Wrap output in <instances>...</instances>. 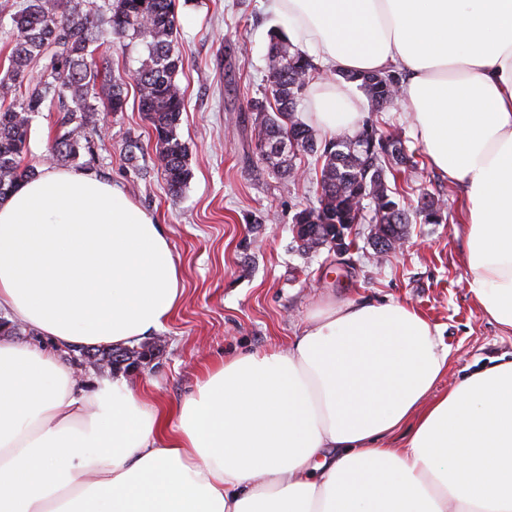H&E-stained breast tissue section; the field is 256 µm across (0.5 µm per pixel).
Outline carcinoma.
Returning <instances> with one entry per match:
<instances>
[{
  "label": "carcinoma",
  "mask_w": 512,
  "mask_h": 512,
  "mask_svg": "<svg viewBox=\"0 0 512 512\" xmlns=\"http://www.w3.org/2000/svg\"><path fill=\"white\" fill-rule=\"evenodd\" d=\"M13 23L10 65L0 74V203L38 174L36 166L25 161L36 114L54 108L61 112L47 159L64 165L80 157L98 127L101 110L125 109L122 84L98 86L99 65L109 63L107 55L98 61L89 57L90 44L105 32L118 40L138 39L144 46V58L133 74L138 110L154 128L156 163L170 194H181L191 169L188 147L178 134L185 96L175 80L182 64L173 41L175 0H108L103 6L89 0H26ZM39 64L41 70L32 74ZM268 69L264 97L249 103L256 113L254 137L261 160L287 176L300 156H314L321 163L318 205L297 212L294 223L325 224L329 235L339 232L347 238L353 226L365 220L368 204L372 223L386 225L371 236L375 251L383 253L403 238L411 216L426 224L448 220L442 199L424 193L411 212L402 203L406 190L388 184V178L417 167L418 161L399 137L379 128V119L370 116L352 133L317 139L297 112L316 65L281 31L270 34ZM342 77L358 83L372 114L404 95L402 77L395 70ZM291 140L295 144L288 150L279 148Z\"/></svg>",
  "instance_id": "cac0c4a2"
}]
</instances>
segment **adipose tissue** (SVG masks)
Here are the masks:
<instances>
[{
	"mask_svg": "<svg viewBox=\"0 0 512 512\" xmlns=\"http://www.w3.org/2000/svg\"><path fill=\"white\" fill-rule=\"evenodd\" d=\"M325 73L305 121H362L336 73L397 70L430 165L459 185L470 289L512 331V0H270ZM164 225L81 170L0 204V512H512V359L445 392L450 351L395 301L313 311L287 346L204 368L170 407L125 379L78 389L58 350L122 347L181 302ZM404 431L401 447L387 445ZM0 319L10 322L12 324H17L16 329H9L6 330L5 332L2 331L0 339L8 338L19 343H25L42 347L47 345V342H44L42 339L38 338L37 334L28 326H25L17 321H11V315L8 312L0 310Z\"/></svg>",
	"mask_w": 512,
	"mask_h": 512,
	"instance_id": "adipose-tissue-1",
	"label": "adipose tissue"
}]
</instances>
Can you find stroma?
I'll return each mask as SVG.
<instances>
[{"label": "stroma", "mask_w": 512, "mask_h": 512, "mask_svg": "<svg viewBox=\"0 0 512 512\" xmlns=\"http://www.w3.org/2000/svg\"><path fill=\"white\" fill-rule=\"evenodd\" d=\"M176 49L183 67L176 75L186 94L178 133L189 150L192 177L172 197L155 165V133L137 108L132 73L142 48L113 44L104 83L120 82L126 94L121 112L102 115L88 151L74 162L107 180L164 224L172 253L183 273L184 297L158 336L142 337L147 359L134 369H100L78 348L62 352L83 387L115 376L132 389L149 388L169 404L190 391L204 364L242 351L281 347L298 335L310 313L327 302L371 299L410 305L437 325L451 349L445 391L492 359L512 353V334L475 305L469 291L465 243L455 223L465 218L459 187L432 169L416 138L404 104L380 113L384 132L398 135L418 160L408 175L407 207L425 192L440 196L451 217L447 224L414 222L396 248L377 253L369 227L354 226V247L305 254L293 238V218L317 204L315 160L302 158L299 176H282L259 160L250 129L251 99L267 85L269 34L286 29L268 0H177ZM54 112L38 114L27 157L38 172L51 168L45 156L58 128ZM135 161H128L130 143Z\"/></svg>", "instance_id": "obj_1"}]
</instances>
